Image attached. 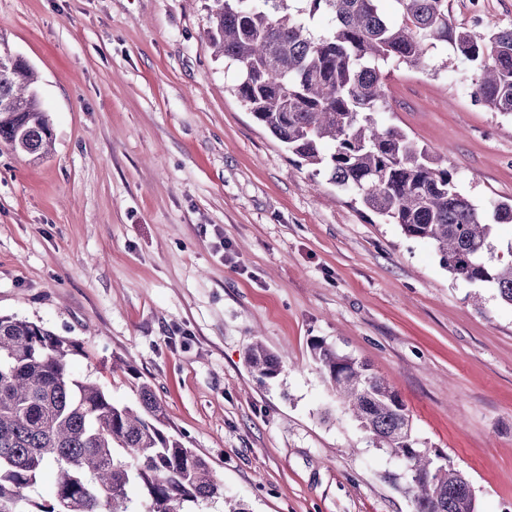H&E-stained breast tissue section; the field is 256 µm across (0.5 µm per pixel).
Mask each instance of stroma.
<instances>
[{
    "instance_id": "1",
    "label": "stroma",
    "mask_w": 512,
    "mask_h": 512,
    "mask_svg": "<svg viewBox=\"0 0 512 512\" xmlns=\"http://www.w3.org/2000/svg\"><path fill=\"white\" fill-rule=\"evenodd\" d=\"M468 28L512 0H449ZM206 0H0V46L38 75L52 150L0 148V315L80 344L75 375L122 403L150 384L223 499L196 512H414L404 463L341 412L314 343L367 362L419 447L512 512V307L454 279L298 163L233 92ZM452 48L386 69L388 122L478 208L512 200V116L471 97ZM286 360L262 381L245 351Z\"/></svg>"
}]
</instances>
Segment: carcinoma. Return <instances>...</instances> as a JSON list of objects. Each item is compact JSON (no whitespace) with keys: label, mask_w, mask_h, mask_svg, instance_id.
Here are the masks:
<instances>
[{"label":"carcinoma","mask_w":512,"mask_h":512,"mask_svg":"<svg viewBox=\"0 0 512 512\" xmlns=\"http://www.w3.org/2000/svg\"><path fill=\"white\" fill-rule=\"evenodd\" d=\"M209 0L207 38L234 70V90L300 163L323 173L387 224L431 243L457 279L489 283L512 306V243L495 228L512 223V203L479 210L454 173L397 126L387 111L384 67L427 68L430 50L451 46L477 64L472 97L512 115V27L484 32L452 23L448 0ZM24 60L0 49V144L40 159L52 129ZM80 345L33 321L0 316V512H31L27 491L55 470L53 502L38 512H187L224 497L207 460L165 430L151 386L137 406L121 404L71 370ZM314 356L337 400L376 448L405 463L415 512H470V483L416 446L402 398L369 364L316 342ZM251 372L272 379L282 357L262 342L245 352ZM138 487L144 498L129 494Z\"/></svg>","instance_id":"cac0c4a2"}]
</instances>
